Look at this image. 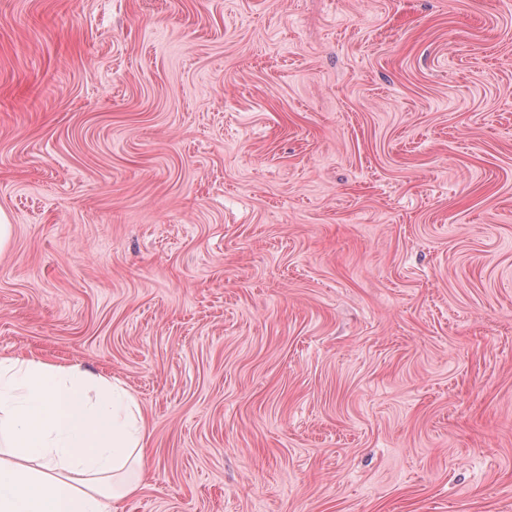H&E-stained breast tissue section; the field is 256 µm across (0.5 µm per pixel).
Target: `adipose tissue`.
Segmentation results:
<instances>
[{"label": "adipose tissue", "instance_id": "ef3b65f1", "mask_svg": "<svg viewBox=\"0 0 512 512\" xmlns=\"http://www.w3.org/2000/svg\"><path fill=\"white\" fill-rule=\"evenodd\" d=\"M146 444L141 406L118 379L0 357V512H123Z\"/></svg>", "mask_w": 512, "mask_h": 512}]
</instances>
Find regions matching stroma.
Here are the masks:
<instances>
[{
    "label": "stroma",
    "mask_w": 512,
    "mask_h": 512,
    "mask_svg": "<svg viewBox=\"0 0 512 512\" xmlns=\"http://www.w3.org/2000/svg\"><path fill=\"white\" fill-rule=\"evenodd\" d=\"M0 211L125 512H512V0H0Z\"/></svg>",
    "instance_id": "obj_1"
}]
</instances>
